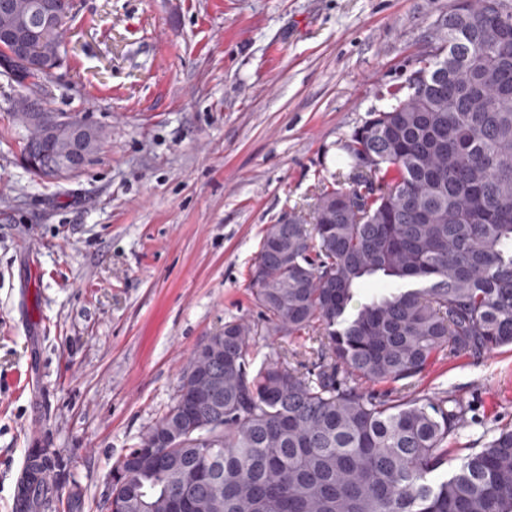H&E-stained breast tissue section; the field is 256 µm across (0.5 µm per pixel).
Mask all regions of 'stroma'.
<instances>
[{
  "label": "stroma",
  "mask_w": 512,
  "mask_h": 512,
  "mask_svg": "<svg viewBox=\"0 0 512 512\" xmlns=\"http://www.w3.org/2000/svg\"><path fill=\"white\" fill-rule=\"evenodd\" d=\"M52 111L101 127L75 175L34 177L0 75V512L29 449L40 512H108L111 470L174 402L225 323L263 327L250 269L308 208L340 144L440 44L455 0H72ZM314 335L256 337L254 366ZM40 374L41 390L25 384ZM414 392L453 399L452 457L512 426V347L439 355Z\"/></svg>",
  "instance_id": "stroma-1"
}]
</instances>
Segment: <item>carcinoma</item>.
Segmentation results:
<instances>
[{
  "label": "carcinoma",
  "instance_id": "carcinoma-1",
  "mask_svg": "<svg viewBox=\"0 0 512 512\" xmlns=\"http://www.w3.org/2000/svg\"><path fill=\"white\" fill-rule=\"evenodd\" d=\"M44 0H11L0 27H24L35 57L62 48L63 26ZM487 0H456L441 46L419 61L422 87L374 115L342 144L348 172L317 198L312 220L272 224L250 276L266 336L300 338L317 330V372L277 356L251 370L247 322L224 324L222 378L211 405L183 391L112 466L121 512H512V428L503 429L440 480L450 464L448 436L464 421L424 395L377 397L365 383L417 379L437 355L491 353L512 346V6L484 20ZM51 74L21 68L16 83L40 87ZM44 100L24 96L15 116ZM19 136L63 158L67 131ZM84 135L91 158L104 138ZM360 198L357 211L345 201ZM288 251L282 261L281 250ZM381 275L408 281L349 311L355 290ZM211 420L202 440L160 457L139 450L188 414Z\"/></svg>",
  "mask_w": 512,
  "mask_h": 512
}]
</instances>
